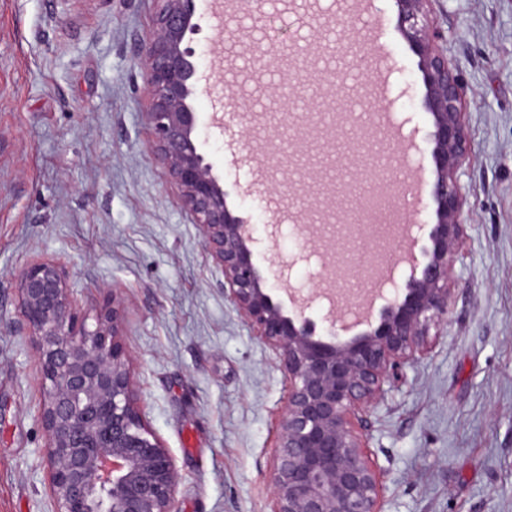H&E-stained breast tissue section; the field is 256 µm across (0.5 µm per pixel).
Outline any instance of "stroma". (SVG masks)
Returning a JSON list of instances; mask_svg holds the SVG:
<instances>
[{
  "label": "stroma",
  "mask_w": 512,
  "mask_h": 512,
  "mask_svg": "<svg viewBox=\"0 0 512 512\" xmlns=\"http://www.w3.org/2000/svg\"><path fill=\"white\" fill-rule=\"evenodd\" d=\"M198 13L194 46L198 141L215 161L228 205L250 216L261 264L293 256L286 288L328 310L322 286L332 233L328 176L363 186L385 171L399 187L430 173L419 59L397 14L356 0H268L260 23ZM155 0H0V512H54L38 410L40 367L11 277L29 260L63 263L74 297L122 298L139 407L172 455L176 512H270L271 470L288 383L271 349L224 297V276L202 233L150 154L152 132L136 50ZM356 24L372 69L352 129L393 122L401 138H373L379 166L347 157L274 166L289 148L300 94L274 113L294 74H272L259 51L292 39L303 52L310 16ZM447 29L443 51L461 75L467 154L464 243L448 318L428 354L407 368L370 415L369 450L384 470V512H512V0H430Z\"/></svg>",
  "instance_id": "stroma-1"
}]
</instances>
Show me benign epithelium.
<instances>
[{
    "label": "benign epithelium",
    "instance_id": "7a95c632",
    "mask_svg": "<svg viewBox=\"0 0 512 512\" xmlns=\"http://www.w3.org/2000/svg\"><path fill=\"white\" fill-rule=\"evenodd\" d=\"M154 28L137 53L152 130L150 152L184 209L201 230L205 249L224 275V297L271 349L288 381L271 466V512H383L384 474L368 449L372 409L406 383V368L427 349L431 326L448 316L454 266L463 244L465 199L456 173L467 150L461 79L442 44L448 31L426 22L430 0H388L399 33L419 58L432 125L429 199L435 215L426 261L410 265L405 293L382 311L379 324L348 339L343 319L326 336L285 313L270 293L277 271L255 262L254 229L227 205L224 183L201 153L197 137V0H155ZM266 0H238L254 21ZM343 40L315 39L308 56L288 58L287 43L266 67L294 68L301 88L320 84L318 61L352 48V22L336 19ZM314 122L298 138L334 137L349 125L345 79L326 95ZM18 304L42 376L39 418L54 512H175L179 476L161 438L138 406L122 342L123 303L116 291L88 305L70 289L66 266L34 259L14 275Z\"/></svg>",
    "mask_w": 512,
    "mask_h": 512
}]
</instances>
